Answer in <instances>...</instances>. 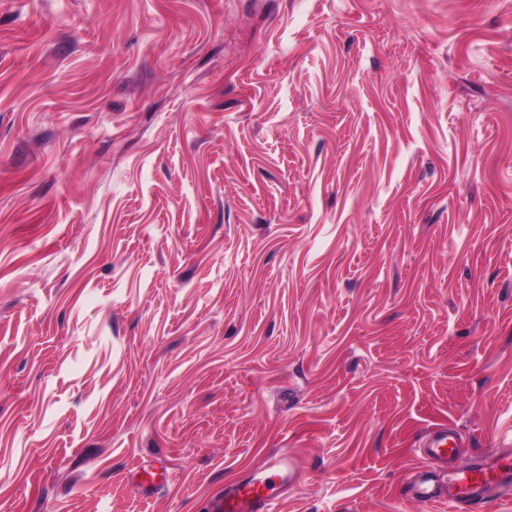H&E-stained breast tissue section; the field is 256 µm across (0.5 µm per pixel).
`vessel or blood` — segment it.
I'll return each mask as SVG.
<instances>
[{
	"instance_id": "1",
	"label": "vessel or blood",
	"mask_w": 512,
	"mask_h": 512,
	"mask_svg": "<svg viewBox=\"0 0 512 512\" xmlns=\"http://www.w3.org/2000/svg\"><path fill=\"white\" fill-rule=\"evenodd\" d=\"M458 444L457 434L448 430L437 432L428 440L424 448L428 458L452 463L448 492L438 494L430 473L422 468L417 470L411 484L412 498L425 506L447 502L449 512H484L494 496L512 490V455L478 454L458 465L454 462ZM274 480L228 486L220 503L223 512H274L277 503Z\"/></svg>"
}]
</instances>
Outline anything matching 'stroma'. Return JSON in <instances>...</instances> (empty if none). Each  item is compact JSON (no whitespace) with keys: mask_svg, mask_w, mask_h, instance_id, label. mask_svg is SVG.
I'll list each match as a JSON object with an SVG mask.
<instances>
[{"mask_svg":"<svg viewBox=\"0 0 512 512\" xmlns=\"http://www.w3.org/2000/svg\"><path fill=\"white\" fill-rule=\"evenodd\" d=\"M443 425L512 453V0H0V512H421ZM259 485V487H258ZM277 493L271 478L256 483L233 484L224 490L218 507L224 512H274Z\"/></svg>","mask_w":512,"mask_h":512,"instance_id":"stroma-1","label":"stroma"}]
</instances>
